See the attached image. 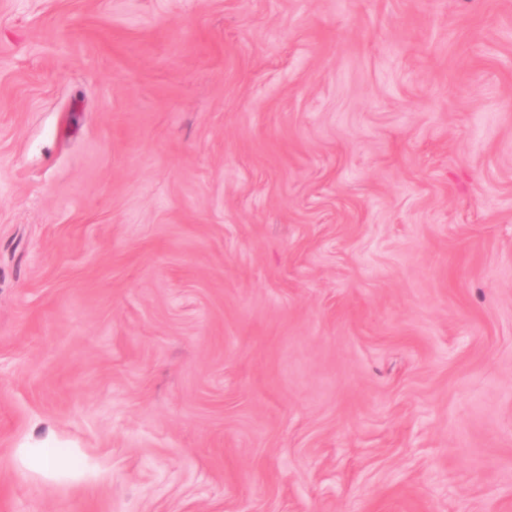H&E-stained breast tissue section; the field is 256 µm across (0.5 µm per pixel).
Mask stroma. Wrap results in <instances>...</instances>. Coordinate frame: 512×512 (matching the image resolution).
I'll return each instance as SVG.
<instances>
[{"label": "stroma", "mask_w": 512, "mask_h": 512, "mask_svg": "<svg viewBox=\"0 0 512 512\" xmlns=\"http://www.w3.org/2000/svg\"><path fill=\"white\" fill-rule=\"evenodd\" d=\"M0 512H512V0H0Z\"/></svg>", "instance_id": "1"}]
</instances>
